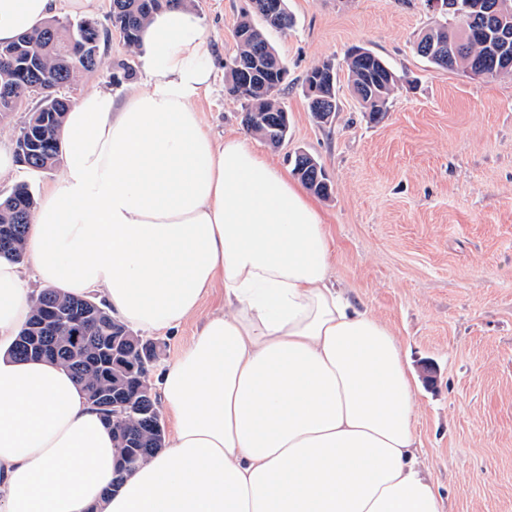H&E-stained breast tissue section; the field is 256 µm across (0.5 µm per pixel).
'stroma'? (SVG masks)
<instances>
[{"label":"stroma","mask_w":512,"mask_h":512,"mask_svg":"<svg viewBox=\"0 0 512 512\" xmlns=\"http://www.w3.org/2000/svg\"><path fill=\"white\" fill-rule=\"evenodd\" d=\"M249 0H194L213 68L196 108L216 140L243 134L242 102L224 68ZM289 29L266 36L288 69L290 116L277 148L248 144L288 168L304 151L332 186L322 199L334 275L348 297L399 338L415 378V429L443 512H512V75L442 70L414 44L439 20L427 0H288ZM362 47L400 78L388 110L371 120L352 94L345 55ZM332 63L338 110H308L303 79ZM131 80L114 84L120 64ZM137 53L119 34L103 64L70 97L93 89L124 100L146 88ZM433 369L425 379L424 366Z\"/></svg>","instance_id":"35a3bbf8"}]
</instances>
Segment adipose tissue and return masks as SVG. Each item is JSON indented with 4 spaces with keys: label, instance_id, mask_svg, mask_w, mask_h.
<instances>
[{
    "label": "adipose tissue",
    "instance_id": "adipose-tissue-1",
    "mask_svg": "<svg viewBox=\"0 0 512 512\" xmlns=\"http://www.w3.org/2000/svg\"><path fill=\"white\" fill-rule=\"evenodd\" d=\"M96 0H0V42ZM148 88L93 90L67 112L63 175L23 261L0 256V512H441L422 471L400 342L331 281L319 204L237 135L216 143L193 102L211 79L199 18L156 14ZM34 280L98 296L152 335L222 310L160 374L168 448L110 485L112 428L63 367L9 350Z\"/></svg>",
    "mask_w": 512,
    "mask_h": 512
}]
</instances>
